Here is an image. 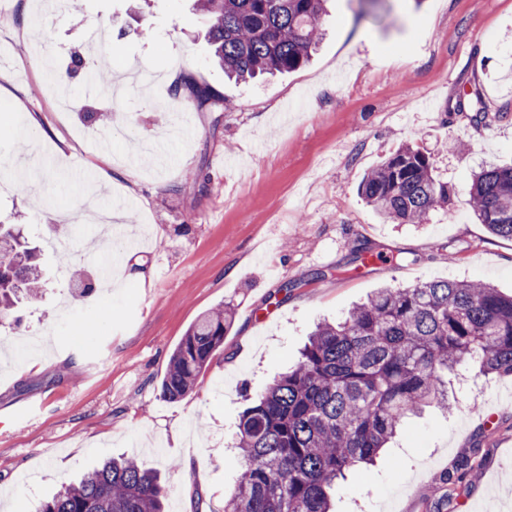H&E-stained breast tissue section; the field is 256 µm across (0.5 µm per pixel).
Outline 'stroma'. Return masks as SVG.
Listing matches in <instances>:
<instances>
[{"label": "stroma", "mask_w": 512, "mask_h": 512, "mask_svg": "<svg viewBox=\"0 0 512 512\" xmlns=\"http://www.w3.org/2000/svg\"><path fill=\"white\" fill-rule=\"evenodd\" d=\"M14 5L0 17L15 60L0 69V112L17 109L27 134L0 128V222L41 246L45 290L0 318V414L13 417L0 426V512H36L123 454L160 473L165 512H224L244 395L294 366L317 322L422 280L512 294V240L470 205L476 172L512 166V0H390L362 20L357 0H330L312 60L246 84L213 63L193 0ZM94 27L110 39L93 49L83 37ZM52 56L56 81L44 68ZM107 61L160 79L117 104L87 96L90 71ZM184 75L223 95V111L175 102ZM61 82L63 112L50 103ZM92 106L125 130L111 154L94 151L105 127L84 119ZM404 144L430 153L452 190L449 210L419 225L387 223L358 194ZM79 157L82 172L70 171ZM33 160L39 190L19 192ZM372 253L384 263L367 266ZM110 254L123 261L107 291L98 267ZM73 266L92 283L85 297ZM220 304L234 312L223 350L186 397L161 399L174 348ZM460 399L410 418L375 466L338 484L332 512H431L441 485L443 512H512V377L471 376Z\"/></svg>", "instance_id": "stroma-1"}]
</instances>
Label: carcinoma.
I'll list each match as a JSON object with an SVG mask.
<instances>
[{"mask_svg": "<svg viewBox=\"0 0 512 512\" xmlns=\"http://www.w3.org/2000/svg\"><path fill=\"white\" fill-rule=\"evenodd\" d=\"M213 57L247 82L306 65L322 31L325 0H202ZM199 112L224 97L185 76L173 87ZM365 202L397 224H423L451 205L431 156L400 146L360 184ZM472 210L488 231L512 239V166L474 175ZM43 287L36 250L0 224V314ZM228 307L203 313L173 350L160 396L178 401L224 347ZM512 376V295L482 281L423 280L380 288L336 323L310 334L300 360L251 399L236 433L241 468L224 512H330L329 490L371 464L423 408H449L448 377L471 364ZM159 476L131 458L106 459L40 502L37 512H164Z\"/></svg>", "mask_w": 512, "mask_h": 512, "instance_id": "cac0c4a2", "label": "carcinoma"}]
</instances>
